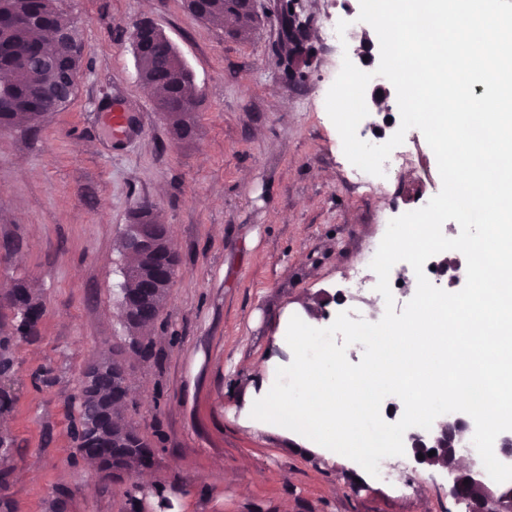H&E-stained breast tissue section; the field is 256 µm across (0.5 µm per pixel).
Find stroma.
<instances>
[{
    "label": "stroma",
    "instance_id": "obj_1",
    "mask_svg": "<svg viewBox=\"0 0 512 512\" xmlns=\"http://www.w3.org/2000/svg\"><path fill=\"white\" fill-rule=\"evenodd\" d=\"M282 0H260L263 19L240 41L190 13L183 0H60L85 50L72 102L34 127L0 129V292L23 281L45 305L38 335L15 343L6 388L13 439L6 493L12 512H127L124 483L88 470L72 430L84 366L127 331L120 318L118 243L132 213L152 203L169 224L177 268L150 334L154 356L128 355V421L155 464L136 493L139 512H462L445 473L391 457L390 485L351 459L313 454L297 433L252 425L250 367L277 353L285 313L309 304L330 316L378 310L374 285L345 287L351 264L384 236L393 210L442 186L420 130L390 184L367 191L325 99L355 38L315 39L318 64L291 81L278 59ZM315 28L349 21L360 0H306ZM150 19L195 78V131L174 140L140 84L132 26ZM122 100L132 129L106 116ZM51 370L53 381L38 375Z\"/></svg>",
    "mask_w": 512,
    "mask_h": 512
}]
</instances>
